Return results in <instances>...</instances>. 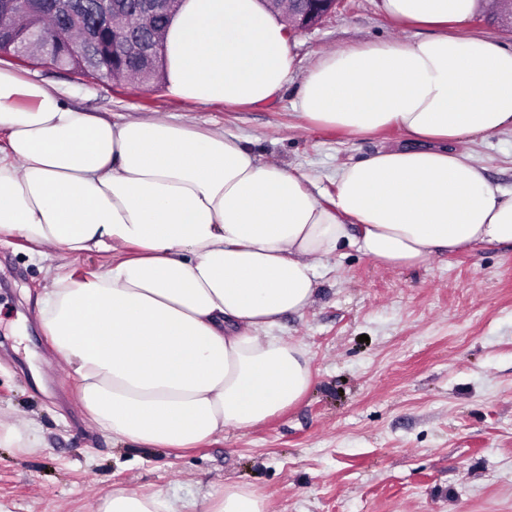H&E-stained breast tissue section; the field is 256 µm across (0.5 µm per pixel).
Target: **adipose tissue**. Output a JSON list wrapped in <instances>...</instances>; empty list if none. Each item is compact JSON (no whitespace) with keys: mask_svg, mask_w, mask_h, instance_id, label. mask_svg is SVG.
Wrapping results in <instances>:
<instances>
[{"mask_svg":"<svg viewBox=\"0 0 512 512\" xmlns=\"http://www.w3.org/2000/svg\"><path fill=\"white\" fill-rule=\"evenodd\" d=\"M479 0H382L423 37L362 41L297 71L294 36L262 0H182L162 40L176 99L229 107L295 87L309 129L401 143L340 165L319 201L297 169L264 162L228 131L70 106L0 69V236L64 252L38 319L114 442L192 448L257 427L311 385L303 347L275 333L318 292L341 246L377 266L512 243V196L493 184L476 139L512 131V47L474 31ZM98 258L81 275L69 259ZM205 512H267L241 485ZM96 512H181L116 490Z\"/></svg>","mask_w":512,"mask_h":512,"instance_id":"obj_1","label":"adipose tissue"}]
</instances>
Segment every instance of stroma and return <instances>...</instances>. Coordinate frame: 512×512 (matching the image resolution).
I'll use <instances>...</instances> for the list:
<instances>
[{"label":"stroma","mask_w":512,"mask_h":512,"mask_svg":"<svg viewBox=\"0 0 512 512\" xmlns=\"http://www.w3.org/2000/svg\"><path fill=\"white\" fill-rule=\"evenodd\" d=\"M379 5L344 0L296 33L297 68L361 40L401 38ZM0 68L115 120L222 127L261 160L309 174L324 202L339 165L399 137L304 129L291 88L265 105L230 108L179 101L158 81L121 88L44 63L2 59ZM473 148L490 180L512 192V133ZM60 261L0 239V412L42 437L27 452L0 447V512H93L116 489L183 505L235 483L264 497L268 512H512V244L398 270L339 250L320 270L315 303L277 330L306 350L308 391L266 423L195 448L116 445L91 425L37 319Z\"/></svg>","instance_id":"35a3bbf8"}]
</instances>
